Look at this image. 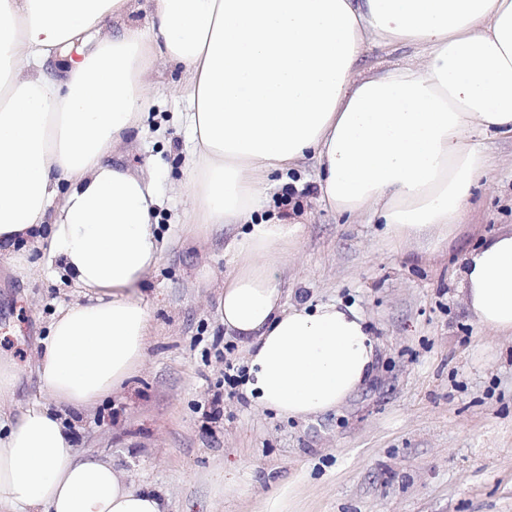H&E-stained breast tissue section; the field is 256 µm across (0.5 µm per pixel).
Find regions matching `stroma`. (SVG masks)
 Masks as SVG:
<instances>
[{
	"label": "stroma",
	"mask_w": 512,
	"mask_h": 512,
	"mask_svg": "<svg viewBox=\"0 0 512 512\" xmlns=\"http://www.w3.org/2000/svg\"><path fill=\"white\" fill-rule=\"evenodd\" d=\"M153 81L164 95L112 157L150 170L160 199L166 248L139 287L145 360L122 391L64 411L78 450L160 490L166 512H512V337L483 328L461 292L469 253L512 230V138L483 137L497 167L448 239L431 232L397 250L382 225L322 207L313 160L274 175L266 216L302 225L279 270L284 303L354 306L379 351L376 375L343 406L288 420L224 391L225 361L245 366L248 352L217 314L237 228L199 236L183 225L192 142L181 71ZM62 278L0 260V356L19 366L10 414L41 396L30 359L74 297Z\"/></svg>",
	"instance_id": "1"
}]
</instances>
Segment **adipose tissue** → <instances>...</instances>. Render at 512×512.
I'll return each mask as SVG.
<instances>
[{
    "instance_id": "1",
    "label": "adipose tissue",
    "mask_w": 512,
    "mask_h": 512,
    "mask_svg": "<svg viewBox=\"0 0 512 512\" xmlns=\"http://www.w3.org/2000/svg\"><path fill=\"white\" fill-rule=\"evenodd\" d=\"M0 0V256L19 244L61 267L79 297L58 309L33 368L54 406L0 414V512H164L110 462L81 455L57 413L95 406L139 366L149 317L137 296L165 242L149 174L113 164L161 95L147 75L182 70L193 141L188 224L244 225L218 294L227 334L248 342L246 395L278 416L337 409L374 376L365 318L339 302L283 303L273 255L300 223L262 219L272 175L314 158L320 200L382 220L393 244L448 237L512 136V0ZM414 59L359 75L366 44ZM477 321L512 336V232L468 258Z\"/></svg>"
}]
</instances>
